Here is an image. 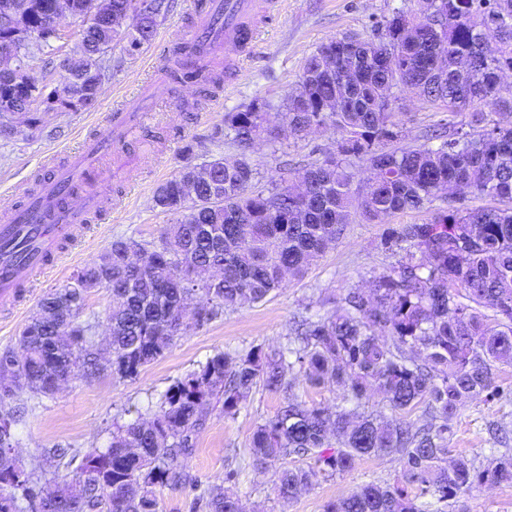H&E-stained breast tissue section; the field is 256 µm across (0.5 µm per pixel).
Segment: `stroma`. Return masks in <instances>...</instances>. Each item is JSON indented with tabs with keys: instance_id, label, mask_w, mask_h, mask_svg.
Instances as JSON below:
<instances>
[{
	"instance_id": "obj_1",
	"label": "stroma",
	"mask_w": 512,
	"mask_h": 512,
	"mask_svg": "<svg viewBox=\"0 0 512 512\" xmlns=\"http://www.w3.org/2000/svg\"><path fill=\"white\" fill-rule=\"evenodd\" d=\"M167 3L150 44L132 56L122 47L113 49V68L94 108L44 112L36 131L0 136V210L34 189L82 136L103 130L114 102L136 90L153 66L168 64L172 49L193 20L194 0ZM395 7L415 12L419 3L277 0L270 13L257 22V47L252 57L241 65L237 78L223 82L212 98L203 101L194 87L166 83L148 129L153 147L150 162L131 183L113 179L112 194L99 218L71 254L55 271L38 277L14 310L0 315V352L17 348L19 332L36 312L41 297L67 284L73 273L96 259L112 240H157L168 222L153 206L157 186L177 175L186 163L199 164L216 153L235 154V147L220 133L225 113L255 100L265 102L268 112L282 111L305 60L322 43L346 35L379 40L382 31L378 23ZM396 109L404 114L402 143L406 146L422 143L425 131L433 126L460 124L459 117L446 108L409 94L400 95ZM335 145L336 137L329 131L303 138L284 134L275 145L257 142L251 150L257 182L271 186L289 170L321 159ZM426 217V212L408 211L380 222L355 220L312 262L303 279L290 281L263 302L224 311L179 337L135 377L122 379L104 371L91 380H73L51 396L18 392L7 404L25 410L15 430L20 465L46 480L56 472H72L87 450L107 448L119 426L151 418L170 385L197 370L215 352L243 353L258 344L287 346L298 317L326 315L332 309L331 299L349 288L369 287L373 275L391 263V256L380 247L388 227L420 223ZM498 384L497 395L468 399L460 406L448 442L454 452L484 463L491 457V447L512 449V366L501 367ZM281 402L280 394L259 385L235 415H225L221 404L212 403L207 423L196 436L195 450L184 461L198 483L157 488L158 512H208L209 491L223 485L239 497L244 512H324L328 502L357 486L400 480L403 466L398 457L381 455L357 459L342 474L314 476L311 487L288 504L281 503L274 493V467L250 466L233 482H225L227 471L246 456L256 427L272 417ZM449 512H512V484L474 486L459 496Z\"/></svg>"
}]
</instances>
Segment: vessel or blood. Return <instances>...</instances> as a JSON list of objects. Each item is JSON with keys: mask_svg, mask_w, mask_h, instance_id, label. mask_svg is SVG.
I'll list each match as a JSON object with an SVG mask.
<instances>
[{"mask_svg": "<svg viewBox=\"0 0 512 512\" xmlns=\"http://www.w3.org/2000/svg\"><path fill=\"white\" fill-rule=\"evenodd\" d=\"M271 6L272 0H198L193 24L181 41L190 51V67L207 72L220 48L227 74H234L238 62L252 53L258 17ZM153 118L146 100L125 98L109 113L105 134L81 140L66 164L51 170L38 189L6 214L0 222V309L13 310L19 288L37 273L57 268L65 243L87 230L89 213L110 189L108 181L88 180L95 159L121 148Z\"/></svg>", "mask_w": 512, "mask_h": 512, "instance_id": "1", "label": "vessel or blood"}]
</instances>
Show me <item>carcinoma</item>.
Returning <instances> with one entry per match:
<instances>
[{"instance_id":"cac0c4a2","label":"carcinoma","mask_w":512,"mask_h":512,"mask_svg":"<svg viewBox=\"0 0 512 512\" xmlns=\"http://www.w3.org/2000/svg\"><path fill=\"white\" fill-rule=\"evenodd\" d=\"M17 1L25 8L0 24V38L13 44L12 57L0 60V103L23 110L44 97L27 82L24 65L31 42H55L48 19L56 0H0V13ZM130 2L70 0L73 15L83 19L76 49L94 72L77 78L73 95L58 100L60 111L93 107L89 99L106 76L113 42H126L131 55L152 40L165 0H146L129 24L112 26L110 17ZM452 2L454 13L437 28L394 8L381 23L380 42L360 39L343 59L329 55L324 43L306 60L278 116L296 137L338 133L334 151L297 178L255 191L249 149L255 140L276 142L278 134L267 112H228L224 128L237 154L204 161L207 180L197 178L196 166H183L154 192V208L170 216L158 239L114 240L73 281L110 290L108 363L126 378L220 312L259 303L288 277L303 276L355 217L429 211L420 224L385 232L381 247L396 262L369 291L350 288L327 316L298 322L288 351L259 344L237 356L214 354L168 388L152 420L127 423L108 448L88 450L73 477L42 483L28 472L21 495L0 491V512H20L21 498L39 501L40 512H157L156 487L190 480L183 459L194 451L211 401L234 415L259 382L282 394V403L254 430L252 463L307 456L329 476L361 457L392 454L403 463L400 482L361 485L325 512H445L448 501L474 485L512 484L507 452L487 466L466 455L448 458L461 403L493 393L500 367L512 365V208H431L453 189L512 200V123L491 124L487 113L472 111L479 102L493 113H512V90L497 74L512 67V0ZM379 53L389 55L384 66L373 63ZM395 88L453 115L469 112V130L394 147L402 116L394 111ZM358 161L372 171L363 189L354 185ZM187 184L194 186L193 202ZM83 306L82 291L68 285L43 296L19 349L0 353V405L22 388L53 395L78 376L100 373L93 324L80 322ZM483 309L493 312L495 326ZM300 377L341 387L347 405L300 399L294 392ZM375 390L391 416L365 413ZM416 409L427 418L418 429L404 418ZM15 422L13 411L0 408V484L16 464ZM313 474L311 467H280L278 497L292 501ZM208 508L243 512L228 488L209 493Z\"/></svg>"}]
</instances>
